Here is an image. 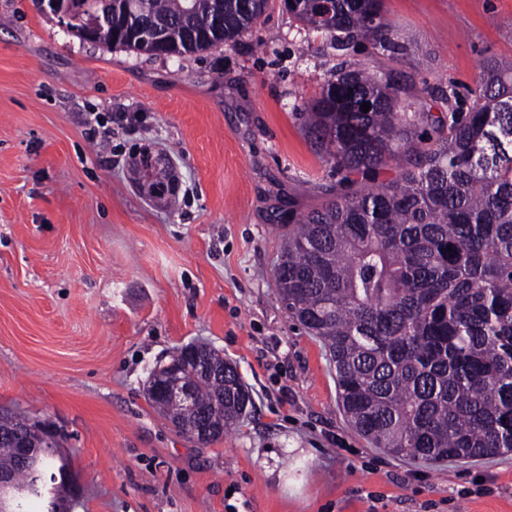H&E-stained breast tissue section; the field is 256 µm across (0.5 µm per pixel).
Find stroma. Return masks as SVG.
<instances>
[{
  "label": "stroma",
  "mask_w": 512,
  "mask_h": 512,
  "mask_svg": "<svg viewBox=\"0 0 512 512\" xmlns=\"http://www.w3.org/2000/svg\"><path fill=\"white\" fill-rule=\"evenodd\" d=\"M396 43L334 41L283 0L210 50L150 56L90 43L35 0H0V408L50 425L71 462L65 512H512V453L427 462L372 447L339 408L322 343L272 276L287 217L341 179L297 116L336 71L455 89L512 62V0H383ZM113 121L92 141L89 113ZM164 157L177 206L133 179ZM205 342L253 404L198 444L149 405L172 348Z\"/></svg>",
  "instance_id": "1"
}]
</instances>
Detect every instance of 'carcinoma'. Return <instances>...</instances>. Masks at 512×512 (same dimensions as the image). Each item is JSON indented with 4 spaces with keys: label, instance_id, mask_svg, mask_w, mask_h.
Listing matches in <instances>:
<instances>
[{
    "label": "carcinoma",
    "instance_id": "1",
    "mask_svg": "<svg viewBox=\"0 0 512 512\" xmlns=\"http://www.w3.org/2000/svg\"><path fill=\"white\" fill-rule=\"evenodd\" d=\"M292 0L288 12L323 32L394 45L383 0ZM269 0H82L70 28L88 41L151 56L206 51L239 37ZM166 34L163 44L131 31ZM390 76L340 71L299 113L317 150L344 175L394 164L398 178L343 194L294 218L274 270L291 318L325 344L343 414L376 448L422 459L512 452V63L484 60L468 111L419 108ZM370 103V111L361 105ZM452 250H447V247ZM224 376L189 367L187 401L147 394L190 436L207 418L215 441L251 407L236 366ZM43 461L54 499L67 460L44 447L43 425L11 410L0 421V512H26L22 495Z\"/></svg>",
    "mask_w": 512,
    "mask_h": 512
}]
</instances>
